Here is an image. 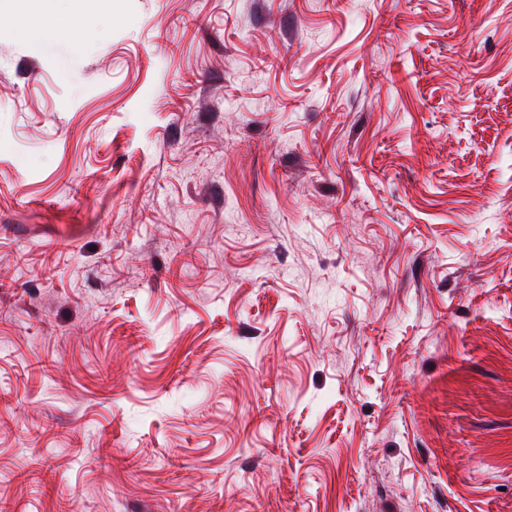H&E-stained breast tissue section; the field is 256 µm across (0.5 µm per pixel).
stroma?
<instances>
[{"label": "stroma", "mask_w": 512, "mask_h": 512, "mask_svg": "<svg viewBox=\"0 0 512 512\" xmlns=\"http://www.w3.org/2000/svg\"><path fill=\"white\" fill-rule=\"evenodd\" d=\"M40 11L0 0V512H512V0Z\"/></svg>", "instance_id": "35a3bbf8"}]
</instances>
